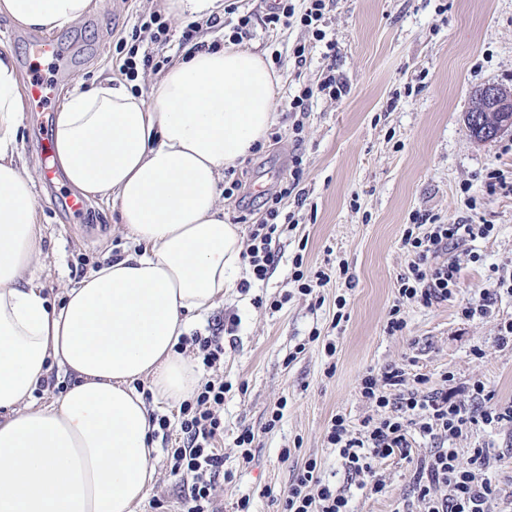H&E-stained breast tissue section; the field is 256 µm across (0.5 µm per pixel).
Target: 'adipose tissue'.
Listing matches in <instances>:
<instances>
[{
	"label": "adipose tissue",
	"instance_id": "obj_1",
	"mask_svg": "<svg viewBox=\"0 0 512 512\" xmlns=\"http://www.w3.org/2000/svg\"><path fill=\"white\" fill-rule=\"evenodd\" d=\"M93 6L0 0V15L51 32ZM277 84L252 51L188 49L149 97L109 77L66 93L55 163L83 197L116 207L132 251L64 287L56 307L33 275L44 234L20 153L25 99L0 53V512H135L156 452L136 383L168 403L198 386L179 338L234 288L244 249L219 182L274 125ZM54 366L73 383L34 408Z\"/></svg>",
	"mask_w": 512,
	"mask_h": 512
}]
</instances>
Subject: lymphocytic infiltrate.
<instances>
[{
	"label": "lymphocytic infiltrate",
	"instance_id": "lymphocytic-infiltrate-1",
	"mask_svg": "<svg viewBox=\"0 0 512 512\" xmlns=\"http://www.w3.org/2000/svg\"><path fill=\"white\" fill-rule=\"evenodd\" d=\"M303 2L299 9L294 0H278L274 11L266 13V24L287 26L296 20L317 39H324L326 0ZM301 165V157H293L290 179L267 196L262 218L248 231L242 258L250 278L242 282V290L266 280L279 261L272 243L290 222L283 202L300 184ZM493 230L490 224H431L423 233L405 228L407 271L398 281L399 301L389 309L386 332L403 334L405 303L429 307L458 295L459 267L453 261L438 262L439 253L466 238L488 237ZM441 379L442 387L434 388L425 374L397 365L377 375L365 374L359 394L372 408V417L354 427L343 415L332 416L326 428L327 445L334 448L358 488L379 494L385 485L377 472L378 463L396 456L410 458L417 439L430 440L428 454L416 463L408 504L418 505L419 512H494L497 490L488 477L493 455L481 446L472 449L469 462H462L455 442L475 426L512 424V404L494 402L483 381L451 392L446 388L451 373H443ZM226 391L223 381L210 379L179 406L182 443L171 451L170 473L190 487L186 512H218L215 479L224 467L218 442L224 437ZM283 500L284 512H350L347 491L323 478L313 459L294 474Z\"/></svg>",
	"mask_w": 512,
	"mask_h": 512
}]
</instances>
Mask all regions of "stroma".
<instances>
[{"instance_id": "1", "label": "stroma", "mask_w": 512, "mask_h": 512, "mask_svg": "<svg viewBox=\"0 0 512 512\" xmlns=\"http://www.w3.org/2000/svg\"><path fill=\"white\" fill-rule=\"evenodd\" d=\"M160 8V0H97L78 24L57 31L66 65L57 73L48 65L41 69L55 86V101L78 83L117 75L118 40L130 38L139 17ZM324 30L325 40L317 41L300 24L273 29L258 21L243 43L280 79L274 128L281 139H265L233 166L250 204L243 211L225 200V220L244 215L256 221L266 194L288 177L293 156H302L303 174L301 195L284 202L295 223L276 244L277 267L249 291L234 289L190 327L224 342L219 374L230 390L221 444L225 475L217 480L220 512H235L245 497L251 512H283L281 501L264 490L286 487L309 459L333 483L346 485L325 431L333 415L353 426L371 415L358 394L366 372L396 364L427 375L436 388L448 371L455 384L480 379L496 402L512 401V345L497 341L500 324L512 319V296L497 295L486 315L465 320L458 314L459 303L493 271L512 273V128L481 142L467 125L477 90L489 83L512 90V0H330ZM37 36L0 15V51L12 52L20 78L29 76V46ZM300 41L309 54L298 64L290 52ZM330 73L346 88L341 97L317 90ZM308 86L316 93L296 136L288 103ZM22 134L27 166L40 174L35 191L44 241L35 273L58 305L63 284L125 255L131 243L106 204L88 201L79 214L64 207L72 190L63 175L44 176L52 131L32 112L24 114ZM491 171L506 188L489 192ZM419 215L494 230L442 253V260L459 265L461 293L428 308L406 305L407 327L391 336L386 318L407 268L402 234ZM298 256L305 275L331 277L317 295L300 294L291 281ZM340 295L347 299L346 317L337 324ZM330 341L337 345L332 357L325 351ZM282 400V420L266 430L272 407ZM245 427L255 432L254 458L246 466L234 444ZM511 438L512 427L505 425L492 432L477 427L456 441L465 459L476 445L493 446L492 477L504 508L512 504ZM154 442L155 479L135 512H182L188 488L170 474L173 443L159 436ZM429 450V441L421 440L411 458L379 463L385 493L351 488L352 512H401L416 460Z\"/></svg>"}]
</instances>
